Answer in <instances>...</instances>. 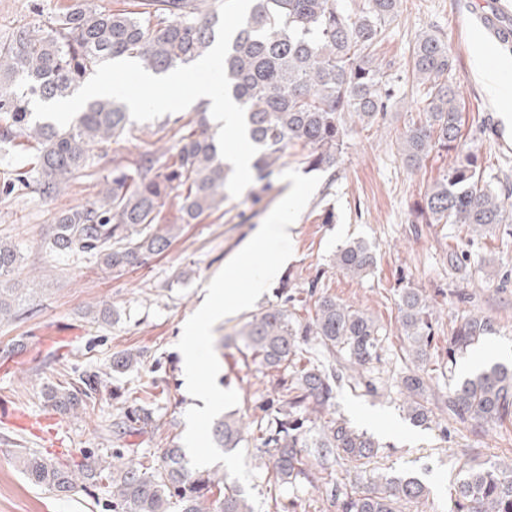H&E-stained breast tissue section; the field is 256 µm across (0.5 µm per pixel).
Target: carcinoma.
<instances>
[{
  "label": "carcinoma",
  "instance_id": "obj_1",
  "mask_svg": "<svg viewBox=\"0 0 512 512\" xmlns=\"http://www.w3.org/2000/svg\"><path fill=\"white\" fill-rule=\"evenodd\" d=\"M401 0H363L347 9L336 0H248L244 15L224 38V97L237 106L240 132L251 146V168L259 190L272 177L288 149L299 151L308 171L333 178L344 148L347 119L367 127L383 119L399 94L375 55L386 27L398 16ZM224 22L209 0H127L123 8L100 9L94 0H73L51 22L18 27L0 42V145L18 140L34 150L31 167L7 174L0 191L9 196L34 187L56 198L76 172L95 164L94 149L116 141L133 126L131 112L116 98H91L68 122L43 117L68 101L105 63L134 59L141 68L165 74L207 56ZM453 59L439 35L418 38L412 53L411 96L418 118L401 138L404 164L415 169L434 150L452 152L451 167L425 192L415 210L423 224H465L490 233L508 220L504 199L482 180L478 149L462 142L459 93L449 81ZM171 160L144 155L132 165L115 163L98 196L81 207L52 216L47 246L59 255L90 253L110 270L137 269L165 253L178 235L177 224L156 223L167 200L176 202L185 224L222 209L232 188L231 165L203 110L184 121ZM19 261L14 245L0 240V319L15 315L20 296L4 287ZM376 250L363 240L336 251V267L355 277L373 272ZM400 335L409 346L413 368L401 377L409 419L429 421V376L421 368L432 341L433 311L418 289L398 291ZM495 333L488 317L468 313L448 335V365H457L472 347ZM244 349L263 367L283 373L282 398L262 408L264 416L247 425L229 414L212 435L222 448L252 441L268 453L267 468L277 481L293 484L308 476L311 452L362 464L378 445L339 419L322 420L336 398V383L360 384L379 359L381 327L367 313L322 295L314 315L301 319L288 302L256 314L237 331ZM316 343L336 361L327 368L302 362L305 346ZM141 362L140 353L112 358V371ZM99 376L85 373L46 388L45 397L60 414L89 409ZM448 414L462 424L512 420V368L504 364L464 379L448 392ZM154 424L141 406L116 415L112 434L120 440ZM21 471L33 482L61 495L81 484H107L112 512H251L241 491L216 470L187 466L179 447L166 448L162 463L150 464L132 449L112 452L71 468L54 458L19 453ZM412 474L369 478L339 502L340 512H399L403 503L426 497ZM453 512H512V472L492 463L473 464L455 486Z\"/></svg>",
  "mask_w": 512,
  "mask_h": 512
}]
</instances>
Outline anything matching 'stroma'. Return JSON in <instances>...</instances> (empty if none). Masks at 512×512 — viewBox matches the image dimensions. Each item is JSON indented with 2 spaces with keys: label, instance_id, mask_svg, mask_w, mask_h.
Masks as SVG:
<instances>
[{
  "label": "stroma",
  "instance_id": "obj_1",
  "mask_svg": "<svg viewBox=\"0 0 512 512\" xmlns=\"http://www.w3.org/2000/svg\"><path fill=\"white\" fill-rule=\"evenodd\" d=\"M69 2L0 0V41L23 24L49 20ZM498 5L512 10V0H402L377 55L385 71L407 89L416 38L433 31L445 39L463 107L462 136L478 147L484 180L504 193L512 189V121L503 120L504 112H512V98L492 103L476 71L492 39L479 15ZM163 92L170 100L167 112H133L134 131L111 144L94 167L77 174L64 194L54 199L30 190L0 194V239L20 253L10 280L22 298L17 317L0 321V512H112L106 488L89 486L60 496L32 484L16 464L18 448L78 464L90 455L111 458L119 444L154 461L164 448L182 445L185 414L202 404L184 384L177 348L183 323L201 306L207 284L291 187L273 175L272 190L257 199L252 174H237L233 198L223 211L196 224H181L176 205L166 203L160 223L180 224L181 232L164 255L139 269L112 271L87 254L62 258L50 252L46 239L53 213L93 201L113 162L129 164L146 153L171 152L177 117L195 112L196 106L190 85L167 86ZM416 117L413 99L403 96L378 125L349 123L335 175H322L296 221L293 255L281 272L289 290L272 282L254 305L259 311L289 294L297 313L309 318L315 301L309 284L316 279L324 294L376 320L385 333L380 358L367 375L376 391L341 382L329 414L372 435L380 449L361 472L342 460L310 457L309 470L320 479L314 487L303 478L292 485L274 481L263 449L244 445L246 463L256 473L252 487L261 499L259 512H337L338 497L358 484L362 472L419 477L429 495L403 506L402 512H450V495L464 463L512 465V422L463 425L444 404L452 379H464L496 361L512 362V221L481 235L462 224L415 223L416 202L453 161L452 155L433 152L419 169L406 167L397 144ZM327 207L334 208L335 223L321 222ZM358 238L378 255L375 271L362 278L334 264L337 248ZM461 251L467 261L459 272L448 256ZM402 284L422 290L433 307L435 334L425 368L434 416L421 426L410 421L399 393L400 379L411 366L408 344L398 334L396 290ZM104 308L113 312L111 323L95 319ZM470 312L492 319L497 332L479 344L483 359L470 353L449 368L448 332L455 319ZM248 317L243 311L213 328L217 383L235 390L238 410L257 419L263 403L276 397L280 374L237 349L235 333ZM127 351L141 353V363L113 372V356ZM85 372L101 378L93 410L76 417L55 412L45 387ZM142 391L152 396L158 430L116 442L109 430L113 418L134 405Z\"/></svg>",
  "mask_w": 512,
  "mask_h": 512
}]
</instances>
